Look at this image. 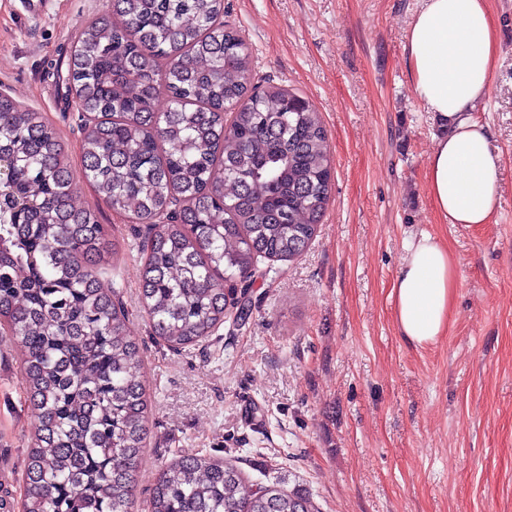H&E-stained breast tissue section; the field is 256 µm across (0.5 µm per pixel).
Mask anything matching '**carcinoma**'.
Wrapping results in <instances>:
<instances>
[{"label":"carcinoma","instance_id":"obj_1","mask_svg":"<svg viewBox=\"0 0 512 512\" xmlns=\"http://www.w3.org/2000/svg\"><path fill=\"white\" fill-rule=\"evenodd\" d=\"M222 13L224 0H112L68 57L46 61L61 100L93 115L77 171L41 113L0 95V341L20 353L34 416L20 501L0 485V512H132L137 496L141 353L100 280L109 232L76 205L78 181L148 225L140 300L172 348L246 318L224 284L255 277L260 258L301 256L316 236L333 187L319 112L252 84L249 47ZM148 512L318 510L301 489L246 487L228 457L180 451Z\"/></svg>","mask_w":512,"mask_h":512}]
</instances>
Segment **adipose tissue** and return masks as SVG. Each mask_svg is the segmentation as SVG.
<instances>
[{
    "label": "adipose tissue",
    "mask_w": 512,
    "mask_h": 512,
    "mask_svg": "<svg viewBox=\"0 0 512 512\" xmlns=\"http://www.w3.org/2000/svg\"><path fill=\"white\" fill-rule=\"evenodd\" d=\"M406 49L413 89L442 129L427 161L428 194L445 223H491L501 155L474 115L498 56L487 0H425ZM404 249L394 285L396 320L408 342L422 345L448 328L456 270L447 245L433 236Z\"/></svg>",
    "instance_id": "obj_1"
}]
</instances>
